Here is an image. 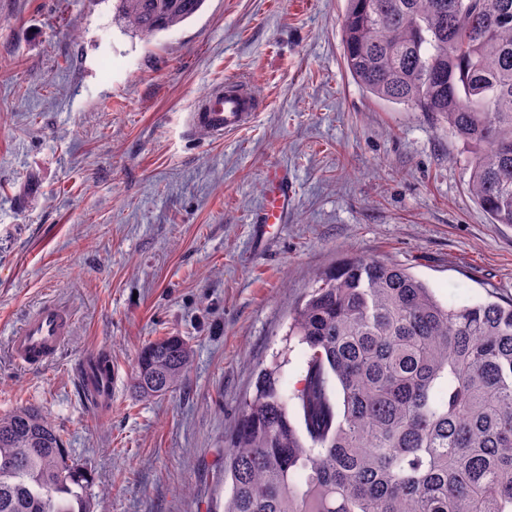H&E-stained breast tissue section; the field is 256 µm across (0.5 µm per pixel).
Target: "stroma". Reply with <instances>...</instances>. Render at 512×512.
Returning a JSON list of instances; mask_svg holds the SVG:
<instances>
[{"instance_id": "stroma-1", "label": "stroma", "mask_w": 512, "mask_h": 512, "mask_svg": "<svg viewBox=\"0 0 512 512\" xmlns=\"http://www.w3.org/2000/svg\"><path fill=\"white\" fill-rule=\"evenodd\" d=\"M346 0H206L143 39L112 0H0V414L38 407L92 464L94 512H209L260 364L302 347L288 316L319 273L357 255L406 266L444 303L512 299V226L471 198L469 151L424 112L370 97L343 63ZM258 102L220 137L187 115L221 83ZM288 221L254 223L270 169ZM54 298L76 320L57 358L17 365L8 339ZM193 352L145 401L133 377L159 336ZM121 371L109 413L76 372Z\"/></svg>"}]
</instances>
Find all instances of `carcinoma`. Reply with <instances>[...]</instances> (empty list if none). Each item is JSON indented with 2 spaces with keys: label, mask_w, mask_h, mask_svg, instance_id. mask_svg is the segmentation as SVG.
<instances>
[{
  "label": "carcinoma",
  "mask_w": 512,
  "mask_h": 512,
  "mask_svg": "<svg viewBox=\"0 0 512 512\" xmlns=\"http://www.w3.org/2000/svg\"><path fill=\"white\" fill-rule=\"evenodd\" d=\"M204 0H115L146 38ZM343 59L370 96L431 113L470 150L468 191L512 224V0H346ZM302 386L260 369L211 512H512V300L455 305L400 264L357 256L290 317ZM192 350L159 337L134 390L182 383ZM90 462L33 406L0 415V512H93Z\"/></svg>",
  "instance_id": "carcinoma-1"
}]
</instances>
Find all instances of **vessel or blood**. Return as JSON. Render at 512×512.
<instances>
[{"mask_svg":"<svg viewBox=\"0 0 512 512\" xmlns=\"http://www.w3.org/2000/svg\"><path fill=\"white\" fill-rule=\"evenodd\" d=\"M255 101L238 81L227 82L223 89L190 112L191 131L220 136L243 128L253 117ZM288 182L284 173L271 170L266 175V204L260 215V228L283 223L290 204ZM70 311L55 302L39 305L25 323L10 338L13 358L24 366H41L53 359L72 331ZM119 370L99 357L84 361L80 382L91 400V406L101 409L112 404V385Z\"/></svg>","mask_w":512,"mask_h":512,"instance_id":"1","label":"vessel or blood"}]
</instances>
